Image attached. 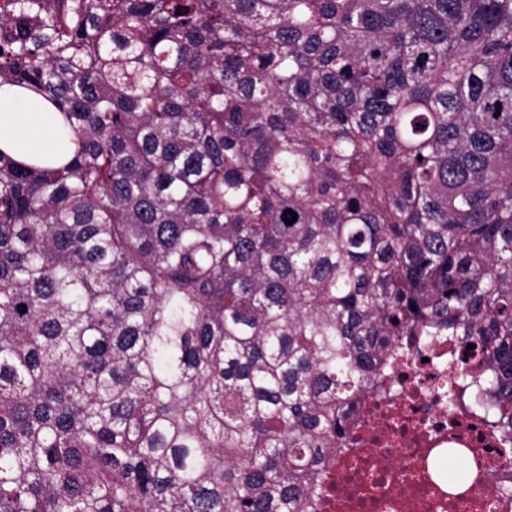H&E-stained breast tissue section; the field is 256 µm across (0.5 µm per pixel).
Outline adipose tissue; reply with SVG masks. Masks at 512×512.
<instances>
[{
    "instance_id": "adipose-tissue-1",
    "label": "adipose tissue",
    "mask_w": 512,
    "mask_h": 512,
    "mask_svg": "<svg viewBox=\"0 0 512 512\" xmlns=\"http://www.w3.org/2000/svg\"><path fill=\"white\" fill-rule=\"evenodd\" d=\"M75 137L60 112L26 90L0 86V152L36 166L64 163Z\"/></svg>"
}]
</instances>
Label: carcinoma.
<instances>
[{
  "mask_svg": "<svg viewBox=\"0 0 512 512\" xmlns=\"http://www.w3.org/2000/svg\"><path fill=\"white\" fill-rule=\"evenodd\" d=\"M9 6L0 512H302L409 336L512 438V0ZM75 146L72 131L49 102L19 87L0 86V151L22 164L59 165Z\"/></svg>",
  "mask_w": 512,
  "mask_h": 512,
  "instance_id": "1",
  "label": "carcinoma"
}]
</instances>
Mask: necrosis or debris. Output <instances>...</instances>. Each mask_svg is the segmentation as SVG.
Instances as JSON below:
<instances>
[{
    "instance_id": "necrosis-or-debris-1",
    "label": "necrosis or debris",
    "mask_w": 512,
    "mask_h": 512,
    "mask_svg": "<svg viewBox=\"0 0 512 512\" xmlns=\"http://www.w3.org/2000/svg\"><path fill=\"white\" fill-rule=\"evenodd\" d=\"M460 347L433 338L425 363L397 359L394 399L365 398L349 420L352 444L335 453L308 493L303 512H512V458L497 460L501 444L491 421L469 403L446 413L450 375L444 364ZM478 466L476 486H499L496 503L475 500L473 488L449 487V455Z\"/></svg>"
}]
</instances>
